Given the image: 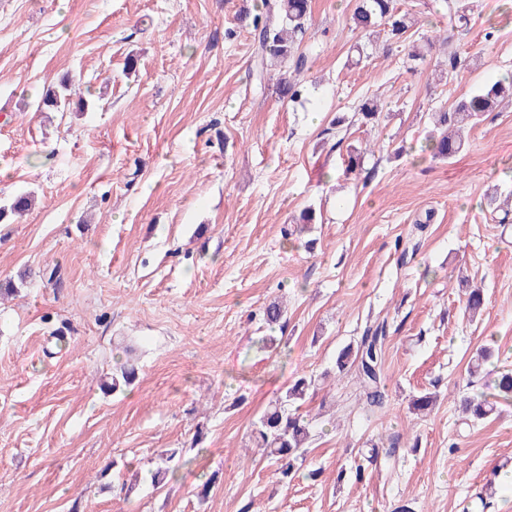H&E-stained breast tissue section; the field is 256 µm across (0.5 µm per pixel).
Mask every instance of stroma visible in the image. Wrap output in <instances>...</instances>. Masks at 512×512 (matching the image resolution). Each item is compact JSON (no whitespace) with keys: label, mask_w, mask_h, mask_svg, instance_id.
I'll return each mask as SVG.
<instances>
[{"label":"stroma","mask_w":512,"mask_h":512,"mask_svg":"<svg viewBox=\"0 0 512 512\" xmlns=\"http://www.w3.org/2000/svg\"><path fill=\"white\" fill-rule=\"evenodd\" d=\"M353 4L313 0L292 103L248 80L237 16L261 0H0V202L36 196L0 224V286L16 283L0 297V512H512V398L495 387L512 368V222L490 202L512 192V104L454 159L425 140L432 108L512 73V0H475L456 79L431 86L400 48L347 66ZM65 74L88 110L38 111ZM372 95L378 126L332 128ZM308 206L322 221L297 232ZM278 300L282 328L262 320ZM380 323L389 407L373 414L335 362ZM483 346L499 355L468 380ZM129 356L136 382L104 390ZM304 375L309 445L282 485L251 432ZM425 389L439 400L421 417ZM464 395L494 416L469 421ZM170 448L188 463L152 484Z\"/></svg>","instance_id":"35a3bbf8"}]
</instances>
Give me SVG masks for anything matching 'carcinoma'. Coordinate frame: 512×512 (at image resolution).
I'll return each instance as SVG.
<instances>
[{
    "mask_svg": "<svg viewBox=\"0 0 512 512\" xmlns=\"http://www.w3.org/2000/svg\"><path fill=\"white\" fill-rule=\"evenodd\" d=\"M261 13H242L238 20L251 28L254 37L257 64L255 77L262 84L271 80L269 62H295L294 70L282 71L276 77L274 86L280 97L291 102L302 98L298 76L306 65V56L299 47L308 32L311 17V0H262ZM444 13L448 15L451 28L468 20L471 11L469 0H441ZM351 20L354 28L365 34L368 40H381L385 43L405 44L411 41V30L416 26L414 15L401 7L399 0H355ZM436 43L422 36L420 41H412L408 57L417 60L432 52ZM512 95V76H506L481 92L461 97L451 107L441 106L433 112L434 129L427 139V146L434 157L448 160L455 157L463 148L464 132L475 126L484 113L493 111L499 102ZM70 105V84L63 82L60 90L47 95L40 108L65 111ZM382 107L377 100L366 98L358 108V115L364 124L379 122ZM33 196L21 193L5 205H0V223L10 216L21 214L32 205ZM484 306L483 291L468 288L465 294V309L475 317ZM386 340V330L378 327L366 331L356 343L345 346L336 357V369L344 372L356 367L364 387L369 406L381 409L385 405V392L381 387L382 348ZM315 387V380L301 376L288 387L284 397L270 405L254 425L252 438L255 447L261 448L266 456L277 464L275 475L279 482L287 484L294 476V462L303 458L310 438V422L299 412L296 404L305 400ZM436 402V395L423 392L411 402L413 412L424 414ZM464 413L475 420L486 418L492 407L485 400L470 397L462 399ZM179 451L167 450L161 454L162 465L156 468L154 481L164 482L167 476L180 467Z\"/></svg>",
    "mask_w": 512,
    "mask_h": 512,
    "instance_id": "carcinoma-1",
    "label": "carcinoma"
}]
</instances>
